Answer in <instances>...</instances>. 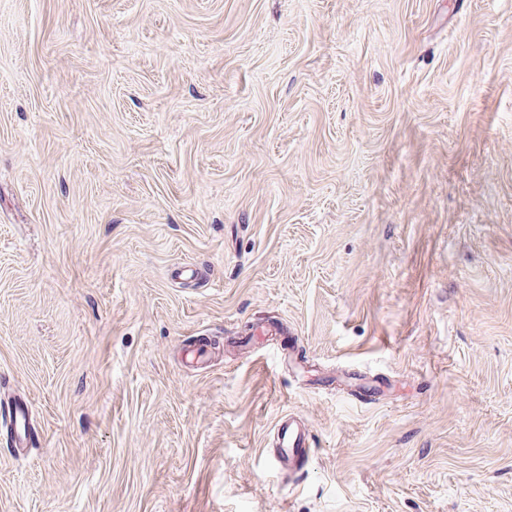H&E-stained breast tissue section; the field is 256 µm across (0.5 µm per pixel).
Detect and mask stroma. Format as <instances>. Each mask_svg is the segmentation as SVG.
Wrapping results in <instances>:
<instances>
[{
	"label": "stroma",
	"mask_w": 512,
	"mask_h": 512,
	"mask_svg": "<svg viewBox=\"0 0 512 512\" xmlns=\"http://www.w3.org/2000/svg\"><path fill=\"white\" fill-rule=\"evenodd\" d=\"M25 400L0 512H512V0H0ZM276 445L272 457L278 469H288L291 474L303 470L311 453V429L301 418L288 416L275 426Z\"/></svg>",
	"instance_id": "1"
}]
</instances>
